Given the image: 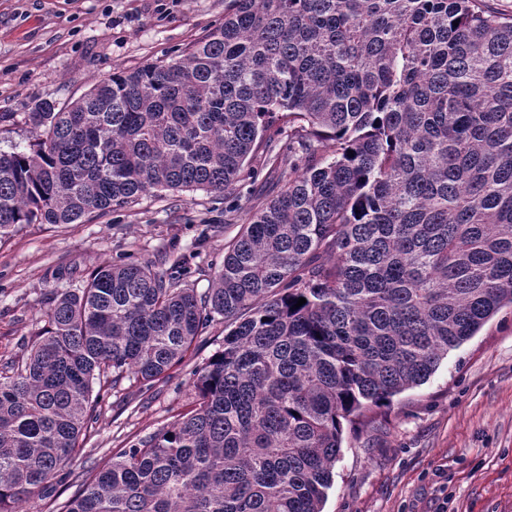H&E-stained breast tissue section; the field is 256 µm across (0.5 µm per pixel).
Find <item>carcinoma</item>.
I'll use <instances>...</instances> for the list:
<instances>
[{
  "mask_svg": "<svg viewBox=\"0 0 512 512\" xmlns=\"http://www.w3.org/2000/svg\"><path fill=\"white\" fill-rule=\"evenodd\" d=\"M24 124L34 141L0 150V245L164 191L224 196L274 137L288 150L210 288L179 259L119 261L49 299L0 368V512L68 466L95 384L162 377L218 316L191 409L62 512H321L344 422L512 305V15L485 0H229L181 53Z\"/></svg>",
  "mask_w": 512,
  "mask_h": 512,
  "instance_id": "obj_1",
  "label": "carcinoma"
}]
</instances>
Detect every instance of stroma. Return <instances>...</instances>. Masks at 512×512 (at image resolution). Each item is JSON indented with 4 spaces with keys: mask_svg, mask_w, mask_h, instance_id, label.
Listing matches in <instances>:
<instances>
[{
    "mask_svg": "<svg viewBox=\"0 0 512 512\" xmlns=\"http://www.w3.org/2000/svg\"><path fill=\"white\" fill-rule=\"evenodd\" d=\"M225 0H0V149L27 144L24 112L64 104L118 69L165 60L224 21ZM269 169L242 173L234 194L165 192L78 224H28L0 245V364L21 358L43 325L49 298L79 287L99 262L174 261L208 288L240 219L271 196ZM73 268L69 280L58 266ZM222 322L198 336L181 363L146 384L108 390L70 474L33 495L26 512H59L81 485L125 448L166 427L192 403L193 373L220 348ZM322 512H512V307L449 350L428 379L345 429Z\"/></svg>",
    "mask_w": 512,
    "mask_h": 512,
    "instance_id": "obj_1",
    "label": "stroma"
}]
</instances>
